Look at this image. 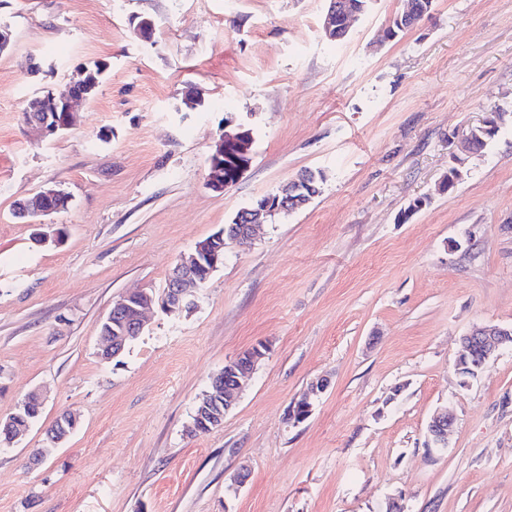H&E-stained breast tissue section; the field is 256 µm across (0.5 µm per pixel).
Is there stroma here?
Listing matches in <instances>:
<instances>
[{
    "instance_id": "obj_1",
    "label": "stroma",
    "mask_w": 512,
    "mask_h": 512,
    "mask_svg": "<svg viewBox=\"0 0 512 512\" xmlns=\"http://www.w3.org/2000/svg\"><path fill=\"white\" fill-rule=\"evenodd\" d=\"M406 5L374 0L334 43L326 0H0V421L43 396L0 446V512H512V350L464 386L454 369L472 328L512 324V0H434L384 39ZM93 62L76 122L32 136L28 100ZM489 112L506 124L465 151ZM228 123L252 130L253 160L217 192ZM305 169L325 174L307 208L228 247L193 311L153 305L120 364L99 360L116 298L161 294L181 254ZM47 187L69 202L44 217L60 242L39 244L13 203ZM260 342L223 425L189 435L210 377ZM63 412L77 429L31 466ZM328 387L329 381L326 378L320 377L312 380L303 397L292 404V407L288 412V420L294 425H298L305 421L312 413L313 398L325 392ZM39 414L40 410H37V406L31 405L22 415L21 420L27 421L24 426L18 424L19 420L16 419L20 416L15 415V413L11 415H14L13 419L10 416L5 422L0 421V439L2 440V438H4L3 444H6V446L12 445L14 441L29 428L31 425L29 421L38 418ZM453 424L454 417L448 412V409L437 410L427 425V434L431 442L440 448L447 447L448 434L451 432Z\"/></svg>"
}]
</instances>
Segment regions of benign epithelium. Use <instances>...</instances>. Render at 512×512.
Returning <instances> with one entry per match:
<instances>
[{
	"label": "benign epithelium",
	"mask_w": 512,
	"mask_h": 512,
	"mask_svg": "<svg viewBox=\"0 0 512 512\" xmlns=\"http://www.w3.org/2000/svg\"><path fill=\"white\" fill-rule=\"evenodd\" d=\"M345 10L339 0H329L327 15L323 30L331 34L336 30V20L343 17ZM92 87L86 80L81 79L71 85L67 94L57 96L50 92L42 96L33 106L34 112H61L64 120H37L28 123V126L43 135H53L71 126L75 107L91 99ZM254 137L252 131L238 126L234 130H224L215 152L209 159L208 184L216 190L226 189L224 185V171H229L234 181H239L252 162ZM66 193L56 188H45L27 199V203L17 209L19 217L31 218L52 211L48 203L56 198L64 197ZM293 200L288 198V191L280 189V194L266 196L263 213L266 215L289 214L294 210ZM261 213V214H263ZM261 214L245 208L236 217L237 223L242 225L237 234H226L220 230L210 238L196 243L194 249L172 268L168 285L163 297L160 299L161 307L166 310L181 309L191 312L196 307L193 289L203 287L212 273L224 261V251L227 243L231 242L240 247L252 244L258 228L263 224ZM139 301L141 309L149 308L155 302L153 295L146 292L127 294L122 296L112 311L108 312L105 321L110 323L118 315L121 307L128 305V301ZM144 329L143 318L139 317L132 323L123 326L121 333L115 337L103 336L106 345L99 353V357L106 363L112 362L123 350L124 343L129 339L138 337ZM512 348V326H480L475 327L463 336L455 358V371L460 378V384L465 386L469 382V375H476L486 363L505 348ZM266 345L257 344L239 354L235 359L224 365V369L214 375L207 388L198 396L194 413L192 414L193 430L196 433H206L220 427L224 415L235 404V400L242 388L244 379L254 371L258 362L264 357ZM329 381L323 377L311 381L303 397L294 402L288 412V420L298 425L305 421L312 413L313 398L325 392ZM454 424L453 415L446 409L437 410L427 425V434L435 446L445 448L448 446V434ZM77 418L69 413L60 414L47 430L49 445L56 447L64 442L77 428ZM30 426L25 423L21 426L18 420L9 418L0 421V439L10 446Z\"/></svg>",
	"instance_id": "7a95c632"
}]
</instances>
